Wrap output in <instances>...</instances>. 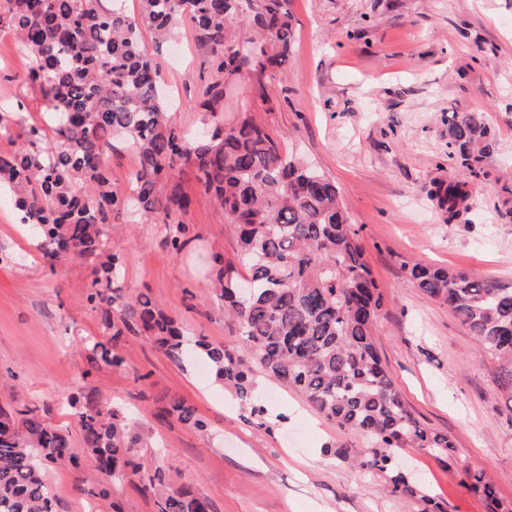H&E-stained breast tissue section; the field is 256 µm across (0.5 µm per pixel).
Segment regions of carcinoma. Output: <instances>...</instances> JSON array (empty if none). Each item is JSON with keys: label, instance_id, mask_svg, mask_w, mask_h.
I'll return each mask as SVG.
<instances>
[{"label": "carcinoma", "instance_id": "1", "mask_svg": "<svg viewBox=\"0 0 512 512\" xmlns=\"http://www.w3.org/2000/svg\"><path fill=\"white\" fill-rule=\"evenodd\" d=\"M289 0H140L135 17L122 0H0V22L13 30L26 58L22 82L48 110L45 125L25 131L20 146L0 153V184L20 223L38 238L44 262L76 255L91 262L85 302L112 330L111 345L96 343L90 358L120 369L128 336L147 335L177 359L190 354L261 416L253 367L301 392L309 404L370 444L364 455L342 446L333 454L363 469L387 473L397 498H415L440 512L428 490L399 471L396 452L420 448L457 467L460 482L481 495L489 512H512L496 482L462 464L450 435L422 423L402 398L376 348L373 326L385 301L365 259L357 231L345 217L336 184L299 157L280 149L264 127L245 116L208 138H193L170 122L161 67L143 29L165 40L185 21L208 49L213 78L193 108L216 118L226 88L244 64L263 77L285 62L293 37ZM244 16L259 39L243 40L233 22ZM120 140L137 158L130 192L112 186L102 146ZM448 147L474 173L493 149L481 112L448 113ZM193 171L197 186L236 224L252 295L236 296L240 282L210 258L209 299L224 303L240 349L203 338L189 341L159 305L108 296L120 260L106 252L112 217L127 210L156 219L185 212L192 198L167 175ZM448 218L468 207V181L439 182L428 190ZM191 240L187 224H169L165 247L180 254ZM407 282L446 304L476 342V356L496 363L502 399L512 405V284L448 267L403 262ZM81 446L30 410L0 407V512H54L44 477L51 464L91 456L118 480L135 476L157 512H213L210 500L175 487L139 463L140 429L116 410L75 396ZM162 413L201 433L207 423L173 395Z\"/></svg>", "mask_w": 512, "mask_h": 512}]
</instances>
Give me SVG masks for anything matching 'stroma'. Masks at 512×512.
<instances>
[{
    "label": "stroma",
    "mask_w": 512,
    "mask_h": 512,
    "mask_svg": "<svg viewBox=\"0 0 512 512\" xmlns=\"http://www.w3.org/2000/svg\"><path fill=\"white\" fill-rule=\"evenodd\" d=\"M293 41L280 72L242 68L222 119L250 110L270 136L305 155L331 178L357 229L372 276L386 299L375 344L415 415L452 436L463 460L491 475L512 502V408L499 395L492 360L447 305L409 286L402 264L448 265L512 283V0H289ZM171 95L174 127L202 130L192 105L210 80L207 53L189 25L155 49ZM24 65L8 28L0 29V110L16 148L46 107L16 77ZM484 113L494 148L470 177L469 209L454 221L427 198L436 182L460 178L448 149L449 109ZM170 181L193 198L168 221L189 225L180 255L162 243V221L112 224L109 247L122 262L116 286L126 300L149 294L188 336L235 349L238 336L217 302L205 299L208 274L198 255L218 253L246 275L236 228L201 194L192 173ZM91 267L82 258L44 264L15 209L0 202V406L33 410L80 443L70 405L83 394L119 409L150 445L146 471L206 496L213 512H422V502L390 495L383 474L348 465L331 446L367 452L363 437L340 428L305 397L270 380L261 394L271 427L194 363L174 359L152 338L128 337L125 365L92 362L90 341L109 342L100 316L84 303ZM179 395L208 422L202 434L162 416ZM399 468L419 476L445 512H487L455 469L429 452L406 449ZM56 512H155L138 482L115 480L95 461L46 469Z\"/></svg>",
    "instance_id": "1"
}]
</instances>
